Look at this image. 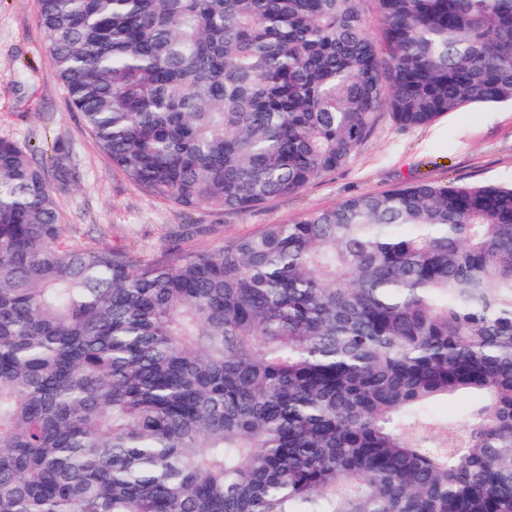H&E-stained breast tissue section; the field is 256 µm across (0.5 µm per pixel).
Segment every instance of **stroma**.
I'll list each match as a JSON object with an SVG mask.
<instances>
[{"label":"stroma","instance_id":"obj_1","mask_svg":"<svg viewBox=\"0 0 512 512\" xmlns=\"http://www.w3.org/2000/svg\"><path fill=\"white\" fill-rule=\"evenodd\" d=\"M37 11L38 0H0V138L42 151L59 139L69 143L80 185L56 196L63 238L74 247H112L157 261L174 251L215 249L264 225L292 224L352 196L410 181L512 182V105L451 112L421 128L400 127L386 113L345 166L294 195L247 212L180 209L113 171L69 106ZM180 224H197L201 231L187 240L170 237Z\"/></svg>","mask_w":512,"mask_h":512}]
</instances>
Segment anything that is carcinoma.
Instances as JSON below:
<instances>
[{
    "instance_id": "1",
    "label": "carcinoma",
    "mask_w": 512,
    "mask_h": 512,
    "mask_svg": "<svg viewBox=\"0 0 512 512\" xmlns=\"http://www.w3.org/2000/svg\"><path fill=\"white\" fill-rule=\"evenodd\" d=\"M39 0L112 168L245 212L387 110L512 103V0ZM0 139V512H512V182H410L145 262ZM468 397L466 423L428 412Z\"/></svg>"
}]
</instances>
